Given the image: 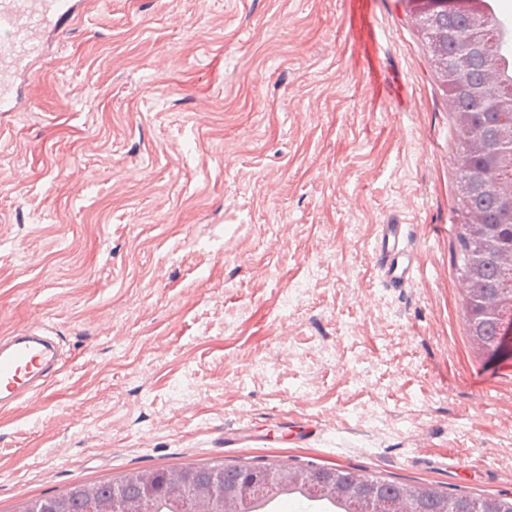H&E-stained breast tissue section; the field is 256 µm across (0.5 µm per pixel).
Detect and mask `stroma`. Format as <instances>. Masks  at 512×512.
Wrapping results in <instances>:
<instances>
[{
	"label": "stroma",
	"mask_w": 512,
	"mask_h": 512,
	"mask_svg": "<svg viewBox=\"0 0 512 512\" xmlns=\"http://www.w3.org/2000/svg\"><path fill=\"white\" fill-rule=\"evenodd\" d=\"M91 0L0 112V337L59 344L0 409V512L132 471L315 462L512 496V356L479 354L462 134L407 0ZM381 224L413 225L383 288ZM234 446L225 447V438ZM410 224L378 225L373 244L376 270L382 286L392 291L407 288L418 268Z\"/></svg>",
	"instance_id": "obj_1"
}]
</instances>
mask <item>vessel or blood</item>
Masks as SVG:
<instances>
[{
    "label": "vessel or blood",
    "instance_id": "vessel-or-blood-1",
    "mask_svg": "<svg viewBox=\"0 0 512 512\" xmlns=\"http://www.w3.org/2000/svg\"><path fill=\"white\" fill-rule=\"evenodd\" d=\"M85 0H0V112L23 108L21 78L41 58L47 41L75 17ZM383 287H408L417 269L409 225H379L373 244ZM59 351L34 330L0 338V408L37 397L55 377Z\"/></svg>",
    "mask_w": 512,
    "mask_h": 512
}]
</instances>
